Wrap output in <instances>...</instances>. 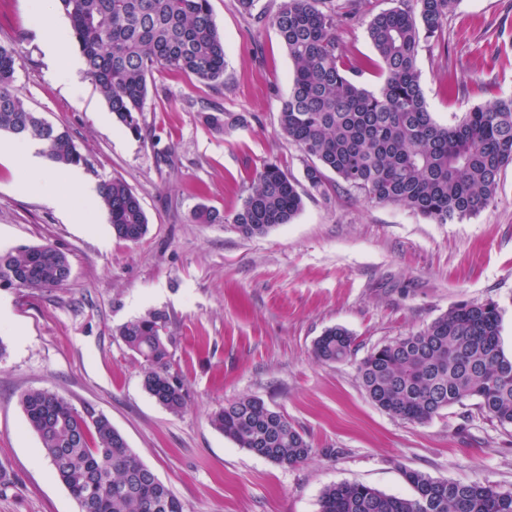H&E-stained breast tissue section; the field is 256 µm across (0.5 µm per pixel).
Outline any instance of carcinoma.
<instances>
[{"instance_id":"1","label":"carcinoma","mask_w":512,"mask_h":512,"mask_svg":"<svg viewBox=\"0 0 512 512\" xmlns=\"http://www.w3.org/2000/svg\"><path fill=\"white\" fill-rule=\"evenodd\" d=\"M67 16L85 71L112 112L131 133L154 72L191 74L208 83L224 80V38L209 0H56ZM459 0H399L373 16L369 40L384 81L371 91L354 81L336 41L341 18L326 0H282L269 18L294 63L291 87L279 117L280 134L310 163L309 188L324 193L330 171L348 190L372 202L399 205L436 223L476 215L495 199L499 176L512 164V97L473 107L450 125L429 112L417 64L420 43L442 32ZM18 52L0 45V131L41 141L58 167L85 162L69 133L38 117L15 86ZM211 130L229 122L222 111L200 112ZM100 205L112 234L130 243L147 233L148 220L133 189L121 179L100 184ZM302 194L286 171L266 162L256 171L232 215L206 206L198 224H228L251 238L289 224L302 210ZM71 269L50 245L0 252V288L46 290L64 285ZM496 304L461 303L425 328L373 348L358 366L369 399L396 418L425 423L442 411L476 401L488 419L512 426V358L500 345ZM119 336L143 358V385L166 410L179 414L186 392L169 371L172 338L165 313L127 321ZM356 351V338L331 327L313 344L315 358L338 363ZM30 428L45 458L77 501L80 512H185L103 414L82 413L58 392L30 389L21 396ZM211 425L249 453L280 466L307 460L305 435L261 399L242 396L210 416ZM413 494L387 495L363 484L326 487L319 512H512V490L470 481L437 480L404 470Z\"/></svg>"}]
</instances>
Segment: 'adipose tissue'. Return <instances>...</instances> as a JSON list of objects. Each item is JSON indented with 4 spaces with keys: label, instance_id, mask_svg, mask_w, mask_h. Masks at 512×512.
<instances>
[{
    "label": "adipose tissue",
    "instance_id": "ef3b65f1",
    "mask_svg": "<svg viewBox=\"0 0 512 512\" xmlns=\"http://www.w3.org/2000/svg\"><path fill=\"white\" fill-rule=\"evenodd\" d=\"M51 7L52 0H32L34 12L46 18L42 25L43 51L52 61L57 75L65 80L80 69L81 60L68 51V29L49 19L48 13ZM1 155L16 161L18 182L21 187L27 191L51 197L65 214L74 216L84 213L96 196L93 188L85 185L83 175L78 169H69L65 183H58L47 169L38 142L0 140Z\"/></svg>",
    "mask_w": 512,
    "mask_h": 512
}]
</instances>
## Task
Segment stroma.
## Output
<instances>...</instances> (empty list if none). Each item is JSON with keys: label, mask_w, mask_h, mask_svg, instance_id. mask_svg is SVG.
<instances>
[{"label": "stroma", "mask_w": 512, "mask_h": 512, "mask_svg": "<svg viewBox=\"0 0 512 512\" xmlns=\"http://www.w3.org/2000/svg\"><path fill=\"white\" fill-rule=\"evenodd\" d=\"M396 0H330L355 9L336 29L346 62L374 90L376 53L367 23ZM224 36V82L161 71L148 84L141 135L112 118L85 72L57 80L41 48L28 0H0V43L21 57L16 86L28 106L67 130L85 163L86 184L119 178L148 220L135 244L117 240L101 206L86 226L44 197L21 190L0 161V251L50 244L64 252L66 285L44 291L0 288V463L12 484L0 512H79L26 423L23 392L49 388L78 410L105 414L186 512H318L323 489L360 483L411 495L402 472L480 480L512 490V427L455 405L419 424L373 404L357 380L368 352L418 331L464 302H494L501 345L512 356V165L494 202L477 216L435 224L358 191L311 190L307 157L279 133L293 62L276 30L238 0H210ZM421 85L440 124L472 107L512 96V0H459L439 37L421 42ZM216 103L237 124L217 134L199 112ZM279 164L304 198L291 223L245 238L224 224L192 219L201 204L232 215L264 163ZM160 310L172 336L170 372L187 405L178 415L143 387V359L118 330ZM358 342L351 359L323 364L313 344L331 327ZM241 396L260 398L303 430L310 459L276 465L238 448L209 422Z\"/></svg>", "instance_id": "obj_1"}]
</instances>
